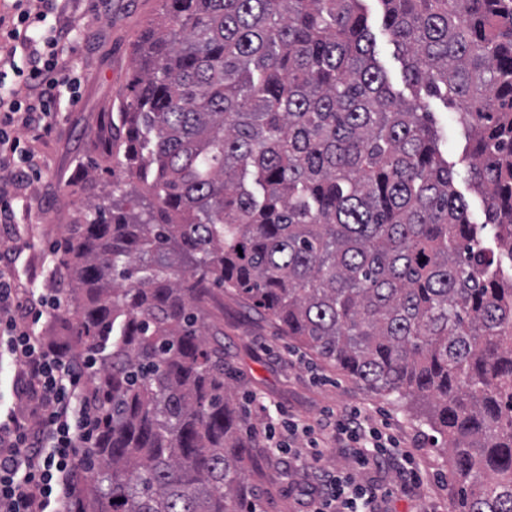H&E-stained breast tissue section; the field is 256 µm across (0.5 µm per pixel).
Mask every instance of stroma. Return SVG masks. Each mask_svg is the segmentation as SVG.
I'll return each mask as SVG.
<instances>
[{"mask_svg":"<svg viewBox=\"0 0 512 512\" xmlns=\"http://www.w3.org/2000/svg\"><path fill=\"white\" fill-rule=\"evenodd\" d=\"M101 4L102 0H69L66 6V17L80 19L86 28L67 48L82 72L77 102L61 94L51 134H21L25 146L46 163L41 173L30 175L8 197L17 217L9 233L25 243L14 256L25 287H50V246L60 245L64 226L81 215V201L112 179V159L101 144L100 129L129 94L136 75L135 45L159 8L157 0H112L108 12ZM367 8L379 65L394 91L412 97L402 61L383 31L378 0H369ZM424 101L442 135V154L462 176L468 138L457 109L438 96H425ZM224 360L241 410L256 431L259 466L248 473L247 481L260 512H311V494L318 487L300 457L304 440L293 441L290 454L270 450L266 427L279 430L291 419L316 426L325 416L354 407L370 420L391 423L400 449L411 453L421 476L417 485L405 488L396 470L358 472V482L388 490L384 512H452L453 466L438 434L395 396L370 391L345 376L282 334L269 319L248 312L242 299L231 293L224 296Z\"/></svg>","mask_w":512,"mask_h":512,"instance_id":"stroma-1","label":"stroma"}]
</instances>
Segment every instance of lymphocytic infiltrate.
<instances>
[{
  "label": "lymphocytic infiltrate",
  "mask_w": 512,
  "mask_h": 512,
  "mask_svg": "<svg viewBox=\"0 0 512 512\" xmlns=\"http://www.w3.org/2000/svg\"><path fill=\"white\" fill-rule=\"evenodd\" d=\"M60 0H0V223L11 221L4 196L9 187L37 172L39 162L21 145L19 130L50 134L56 122L55 102L62 88L80 78L69 57L58 48L77 33V25L50 23ZM26 57L25 90L6 82V67L17 53ZM11 239H0V356L17 368L15 407L0 420V512H70L80 484L91 471L88 448L97 433L101 402L94 379L95 359L52 343L34 327L47 314L61 311L59 295L19 285L13 267ZM288 430L309 437L305 461L320 469L324 457L318 433L347 442L356 470L397 469L404 484L419 474L410 457H396L388 424L370 426L360 409L312 427L292 420ZM313 512H359L377 491L357 483L354 473L325 475Z\"/></svg>",
  "instance_id": "lymphocytic-infiltrate-1"
}]
</instances>
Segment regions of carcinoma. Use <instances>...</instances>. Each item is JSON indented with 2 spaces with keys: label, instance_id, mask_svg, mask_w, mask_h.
I'll return each instance as SVG.
<instances>
[{
  "label": "carcinoma",
  "instance_id": "carcinoma-1",
  "mask_svg": "<svg viewBox=\"0 0 512 512\" xmlns=\"http://www.w3.org/2000/svg\"><path fill=\"white\" fill-rule=\"evenodd\" d=\"M159 2L109 147L127 186L63 236L54 340L111 345L74 512H257L226 289L420 408L454 512H512V0H379L406 84L458 109L480 224L365 0ZM365 5L369 12L371 31L375 36L377 61L385 70L392 89L402 93L407 98H411L414 93L404 81L402 61L396 55L393 45L390 44L388 35L383 31L381 5L374 0L366 1Z\"/></svg>",
  "mask_w": 512,
  "mask_h": 512
}]
</instances>
